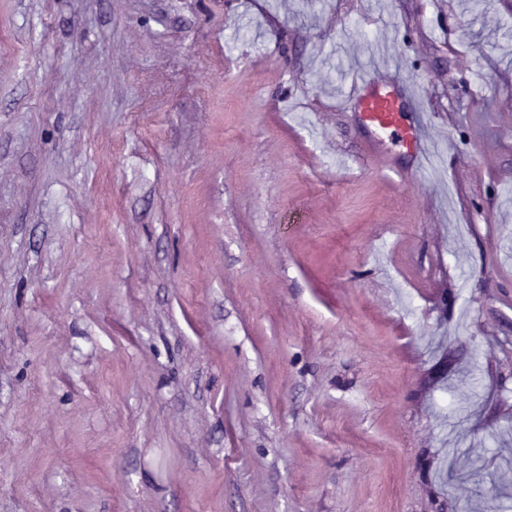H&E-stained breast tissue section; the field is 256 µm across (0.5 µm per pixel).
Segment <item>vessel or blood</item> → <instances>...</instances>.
Wrapping results in <instances>:
<instances>
[{
	"label": "vessel or blood",
	"instance_id": "obj_1",
	"mask_svg": "<svg viewBox=\"0 0 512 512\" xmlns=\"http://www.w3.org/2000/svg\"><path fill=\"white\" fill-rule=\"evenodd\" d=\"M342 106H357L370 134H384L404 145L413 155H421V143L408 120L409 113L419 111L418 96H404L390 89L380 73L373 72L351 82Z\"/></svg>",
	"mask_w": 512,
	"mask_h": 512
}]
</instances>
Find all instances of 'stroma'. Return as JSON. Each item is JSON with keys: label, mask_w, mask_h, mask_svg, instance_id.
I'll use <instances>...</instances> for the list:
<instances>
[{"label": "stroma", "mask_w": 512, "mask_h": 512, "mask_svg": "<svg viewBox=\"0 0 512 512\" xmlns=\"http://www.w3.org/2000/svg\"><path fill=\"white\" fill-rule=\"evenodd\" d=\"M510 83L512 0H0V512H512ZM420 96H403L390 89L377 72L361 75L351 82L341 100V107L357 106L362 113L365 128L374 134H384L404 145L421 160V143L409 122L410 112H421Z\"/></svg>", "instance_id": "obj_1"}]
</instances>
